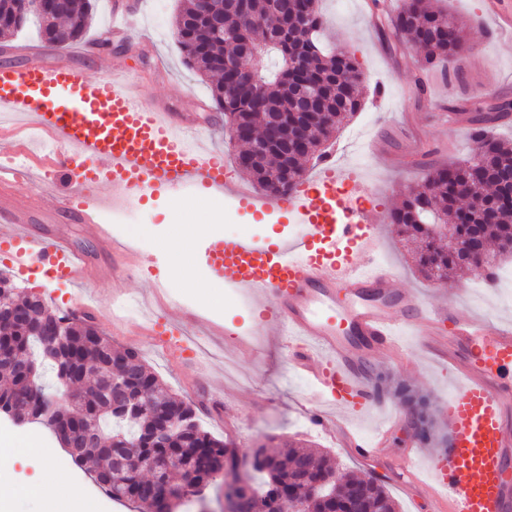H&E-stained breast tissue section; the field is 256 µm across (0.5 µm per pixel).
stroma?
<instances>
[{"instance_id": "35a3bbf8", "label": "stroma", "mask_w": 512, "mask_h": 512, "mask_svg": "<svg viewBox=\"0 0 512 512\" xmlns=\"http://www.w3.org/2000/svg\"><path fill=\"white\" fill-rule=\"evenodd\" d=\"M363 2H318L332 42L354 55L365 87L360 111L340 126L326 151L344 172L353 174L356 194L369 195L372 205L385 216L425 175L422 164H401V152L425 155L430 162L454 161L469 154L467 125L449 115L451 101H512V39L485 41L487 21L479 13L480 0H436L467 24L465 50L459 61L463 74L449 80L433 69L419 77L415 74L416 52L398 45L382 13L367 17ZM180 4L181 0H139L128 44L86 56L72 50L62 54L50 50L45 61L50 65L64 61L82 66L93 78L111 76L113 61H123L129 79L139 83L143 99L168 103L173 111L204 126L217 161L235 174L239 171L235 162L239 146L231 142L224 120L215 116L209 83L186 67L175 40L174 19ZM417 77L426 83L427 93L405 95V86ZM377 134L387 139L388 151L372 158L362 144ZM224 204L220 196L193 194L176 202L162 194L126 209L124 242L138 269L116 284L101 273L112 263L109 243L96 237L87 225L58 214L55 199L49 196L32 212L31 226L45 237L67 236L89 261L87 281L78 284L44 277L34 269L18 273L6 246L0 248V272L12 275L18 285L40 296L57 314L93 313L112 345L137 350L170 393L204 403V410L198 413L203 427L216 437L231 438L239 451L251 452L262 445L271 448L288 438L299 440L329 452L343 472L385 483L399 512H431L429 459L436 451L418 448L408 431L407 416H400L384 453L370 462H361L345 447L339 431L308 425L301 403L313 398V389L289 371L286 352L275 337L257 329L261 309L253 305L225 306L224 280L211 274L204 262L208 240L223 234L229 221L236 223L239 234H250L256 227L262 234L274 233L282 239L293 231L294 223L283 212L246 208L228 212ZM175 241L183 242V250L172 249ZM377 260L398 271L400 288L417 293L429 304H452L462 316L512 321V296L487 286L483 273L470 272L456 283L437 284L425 279L392 224L384 226ZM183 263L190 265L196 279L207 282L208 293L173 278L156 282V266L172 270ZM169 304L178 305L187 314L178 349L156 334ZM236 334L251 338L253 354L233 346ZM404 341L413 352L403 367L380 357L375 360L376 367L417 386L429 395L434 406H441L457 386L455 375L447 363L417 349L414 336H405ZM409 449L418 452L416 480L400 484L394 480L391 466ZM17 453L23 461L9 475L10 482L20 487L14 512H45L47 505L41 496L21 490L42 461L27 441L20 442Z\"/></svg>"}]
</instances>
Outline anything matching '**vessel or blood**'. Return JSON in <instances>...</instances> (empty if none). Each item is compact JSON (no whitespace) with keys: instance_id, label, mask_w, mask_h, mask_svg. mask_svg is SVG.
Returning a JSON list of instances; mask_svg holds the SVG:
<instances>
[{"instance_id":"1","label":"vessel or blood","mask_w":512,"mask_h":512,"mask_svg":"<svg viewBox=\"0 0 512 512\" xmlns=\"http://www.w3.org/2000/svg\"><path fill=\"white\" fill-rule=\"evenodd\" d=\"M482 12L494 23L487 39L512 32V0H483ZM0 112L48 133L56 148L38 182L30 167L0 154V194L25 190L0 210V243L12 248L19 271L36 266L76 280L85 270V257L66 239L36 235L28 225V212L53 192L61 213L103 238L109 231L100 211L187 189L285 211L298 225L293 239L267 245L219 236L208 242L204 261L226 287L262 308L260 330L285 342L290 371L315 388L317 425L374 407L375 356L403 364L410 351L402 334L418 336L459 379L444 403L452 447L431 465L435 512H512V322L462 317L398 288L394 271L375 260L382 226L374 207L339 195L330 160L321 161L311 187L276 197L249 193L215 162L199 125L144 102L121 66L111 78L94 79L66 62L44 64L37 49L20 67L0 69ZM90 184L110 192H87ZM387 434H355L352 445L369 458Z\"/></svg>"}]
</instances>
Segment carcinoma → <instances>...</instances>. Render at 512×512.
I'll use <instances>...</instances> for the list:
<instances>
[{"instance_id":"cac0c4a2","label":"carcinoma","mask_w":512,"mask_h":512,"mask_svg":"<svg viewBox=\"0 0 512 512\" xmlns=\"http://www.w3.org/2000/svg\"><path fill=\"white\" fill-rule=\"evenodd\" d=\"M20 0H0V35L23 31L36 22L43 41L65 50L80 41L93 21L91 0H66L62 8L51 7L19 20ZM201 0H185L176 16L175 34L186 64L200 76L216 79L211 85L216 107L229 115L240 113L248 133L231 138L240 144L236 161L265 195H282L302 183V159L315 154L321 139L332 136L342 122L362 106V72L355 57L338 51L327 42L326 25L316 0H244L224 5V13L207 20L199 16ZM272 24L277 40L258 43L260 52L276 50L281 64L267 74L255 64L235 74L239 97H224V60L236 59L246 41L258 38L254 20ZM224 22L231 36H211L215 23ZM393 34L419 56L421 69L441 63L448 72L458 69L464 51L463 30L451 14L427 0H404L392 21ZM303 65L299 77L319 88L315 108L301 109L289 71ZM512 112L508 100L471 109L467 122L469 139L480 154L463 162L427 164L430 179L427 206L432 216L448 225V231L469 233L479 226L476 247L498 244V253L484 273L494 280L497 258L512 255V187L502 176L512 169V147L488 133V128ZM286 114L296 123L295 132L303 151L289 153L271 142V122ZM417 199L408 194L388 215L389 223L409 238L418 239L422 249L418 267L424 277L446 279L452 273L471 269L472 262L449 251L442 237L420 222ZM25 312V318L15 315ZM67 319L21 295L16 304H0V373L8 382L0 386V401L26 409L28 421L46 425L68 449L75 461L96 463V483L114 502H135L147 512L161 510V492L176 494L174 507L200 495L220 473L231 477L236 448L219 439L199 423L196 408L165 391L157 377L133 349L115 352L99 331L95 318L85 316L66 328V335L50 336L52 325ZM34 359V377L11 365L14 359ZM54 374L57 386L70 397L68 405L51 417L42 414L44 398L50 396L40 382V368ZM130 382V395L155 403L160 413L126 414L112 406V382ZM372 387L379 396L391 395L416 412L420 443L441 449L445 440L430 398L403 381H395L380 370L373 371ZM181 421L185 427L171 431L162 443L151 437L165 425ZM93 428L96 442L72 446L76 429ZM321 482L339 504L347 502L356 512H397L385 486L352 475L338 473L326 452L293 442L263 456L237 489L240 512H250L252 503L262 501L266 512H287L288 491Z\"/></svg>"}]
</instances>
